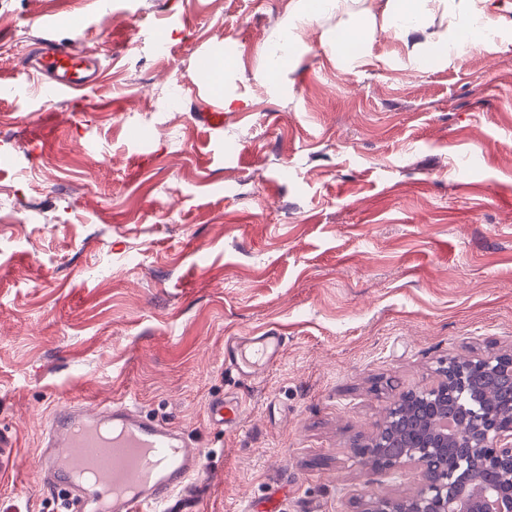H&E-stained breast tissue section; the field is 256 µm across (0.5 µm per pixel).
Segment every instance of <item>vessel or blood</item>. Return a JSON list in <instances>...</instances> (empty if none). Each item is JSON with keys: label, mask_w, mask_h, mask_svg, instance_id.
Listing matches in <instances>:
<instances>
[{"label": "vessel or blood", "mask_w": 512, "mask_h": 512, "mask_svg": "<svg viewBox=\"0 0 512 512\" xmlns=\"http://www.w3.org/2000/svg\"><path fill=\"white\" fill-rule=\"evenodd\" d=\"M23 67L44 74L40 91L53 98L96 85L102 71L96 57L60 40L52 24L22 58ZM284 345L270 332L244 353L240 340L224 342V366L246 379L259 378ZM209 420L222 427L237 423L240 405L219 399ZM41 472L49 487L65 491L74 512H190L202 472L201 454L184 433L119 401L91 408L69 404L53 415L44 437Z\"/></svg>", "instance_id": "obj_1"}]
</instances>
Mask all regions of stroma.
<instances>
[{
  "instance_id": "1",
  "label": "stroma",
  "mask_w": 512,
  "mask_h": 512,
  "mask_svg": "<svg viewBox=\"0 0 512 512\" xmlns=\"http://www.w3.org/2000/svg\"><path fill=\"white\" fill-rule=\"evenodd\" d=\"M289 2L0 0V512H52L39 460L70 400L184 431L199 512H354L358 487L414 486L350 458L393 391L448 355L512 351V11L500 40L418 70L447 18L376 32L345 67L327 14L275 78L263 51ZM44 21L100 59L97 85L38 94L13 44ZM227 42L215 98L197 57ZM214 107L217 129L195 118ZM270 329L276 365L225 370L226 337ZM223 397L242 419L218 429ZM210 422L219 427L236 424L241 414V406L234 400L219 399L208 408Z\"/></svg>"
}]
</instances>
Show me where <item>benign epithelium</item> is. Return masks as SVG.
<instances>
[{
    "label": "benign epithelium",
    "instance_id": "1",
    "mask_svg": "<svg viewBox=\"0 0 512 512\" xmlns=\"http://www.w3.org/2000/svg\"><path fill=\"white\" fill-rule=\"evenodd\" d=\"M512 352H488L442 361L435 379L422 387L401 393L388 409L396 420L404 406L425 400L437 404L450 392H465L473 370L493 373ZM386 425L379 422L373 434L350 448L351 457L369 474H397L409 468L416 476L414 490L403 496L354 494L356 512H512V423L479 413L464 419L436 413L425 436L392 453L382 445ZM497 474L480 497L467 494V486L478 470Z\"/></svg>",
    "mask_w": 512,
    "mask_h": 512
}]
</instances>
